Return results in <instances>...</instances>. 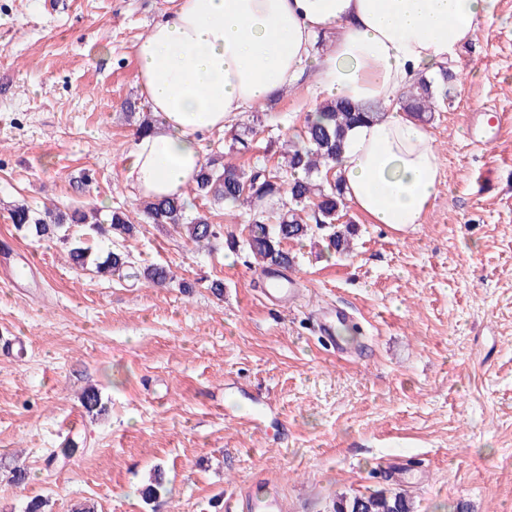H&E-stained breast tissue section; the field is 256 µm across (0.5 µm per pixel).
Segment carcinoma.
Returning <instances> with one entry per match:
<instances>
[{"mask_svg": "<svg viewBox=\"0 0 512 512\" xmlns=\"http://www.w3.org/2000/svg\"><path fill=\"white\" fill-rule=\"evenodd\" d=\"M435 99L433 82L421 79L402 93L400 104L404 111L417 116L434 110ZM376 116L377 107L371 104L356 105L348 100L326 102L318 111L307 114L300 132L285 143L280 169L290 174L289 180L265 169H242L217 152L207 158L190 185V192L213 204L253 211L247 250L266 269L292 267L293 257L282 248V243L303 239L315 228L324 232L328 249L348 254L357 227L338 223L344 206L340 184L324 182L318 175L322 169L329 170L336 163L346 129L355 122ZM236 128L238 133L230 149L237 146L249 149V137L256 134L255 127L242 123ZM136 214L142 224L172 226L198 247L210 246L223 233L222 227L212 223L205 211H190L186 197L145 199L134 211L116 207L111 210L106 224L93 210L62 211L46 207L36 212L25 203H15L9 208L12 224L19 231L39 238L61 231L63 240H74L69 258L75 267L82 270L91 267L96 273L162 285L169 278L164 267H138L130 255L121 251H110L101 257L86 243L94 235L109 232L132 235L137 230ZM334 512H413V506L403 492L380 489L352 497L342 496L336 500Z\"/></svg>", "mask_w": 512, "mask_h": 512, "instance_id": "1", "label": "carcinoma"}]
</instances>
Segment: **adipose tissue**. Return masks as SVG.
Returning a JSON list of instances; mask_svg holds the SVG:
<instances>
[{
  "label": "adipose tissue",
  "mask_w": 512,
  "mask_h": 512,
  "mask_svg": "<svg viewBox=\"0 0 512 512\" xmlns=\"http://www.w3.org/2000/svg\"><path fill=\"white\" fill-rule=\"evenodd\" d=\"M492 2L178 0L135 45L154 123L131 151L134 193L184 196L205 161V135L306 77L315 100L379 106L377 119L345 134L334 167L345 199L372 224L422 223L440 165L429 129L402 111L400 97L472 38Z\"/></svg>",
  "instance_id": "1"
}]
</instances>
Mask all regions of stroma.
I'll return each mask as SVG.
<instances>
[{
  "label": "stroma",
  "instance_id": "obj_1",
  "mask_svg": "<svg viewBox=\"0 0 512 512\" xmlns=\"http://www.w3.org/2000/svg\"><path fill=\"white\" fill-rule=\"evenodd\" d=\"M173 7L0 0V341L26 343L0 350V512L35 496L45 512H224L269 486L288 512L383 488L405 490L414 512H512V0H494L447 63L448 102L420 117L442 170L422 223L397 232L348 204L350 254L327 252L318 231L285 242L283 276L302 288L290 306L264 294L245 208H211L224 234L208 248L160 224L92 239L166 268L163 286L76 269L68 245L9 219L21 200L102 217L137 203L124 109L146 104L135 45ZM484 104L505 119L479 148L466 115ZM314 109L302 85L270 100L237 164L276 171ZM326 304L361 329L345 353L317 330ZM90 387L102 414L82 406ZM69 425L79 450L65 458ZM156 469L157 511L141 496Z\"/></svg>",
  "mask_w": 512,
  "mask_h": 512
}]
</instances>
